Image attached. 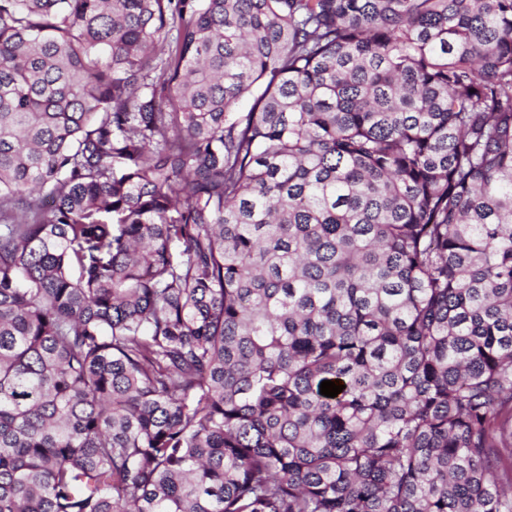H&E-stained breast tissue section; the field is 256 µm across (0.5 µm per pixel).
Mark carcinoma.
I'll use <instances>...</instances> for the list:
<instances>
[{"label": "carcinoma", "instance_id": "obj_1", "mask_svg": "<svg viewBox=\"0 0 512 512\" xmlns=\"http://www.w3.org/2000/svg\"><path fill=\"white\" fill-rule=\"evenodd\" d=\"M0 512H512V0H0Z\"/></svg>", "mask_w": 512, "mask_h": 512}]
</instances>
